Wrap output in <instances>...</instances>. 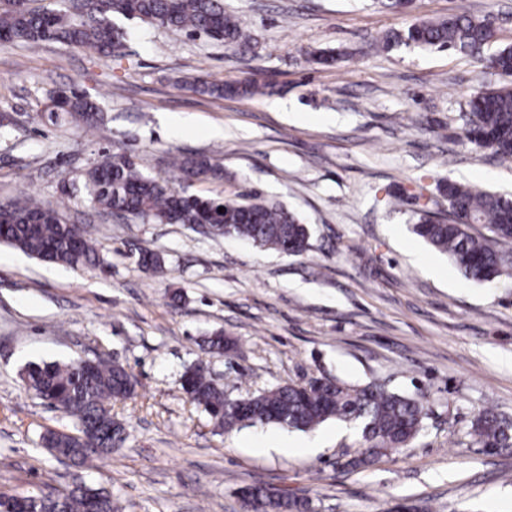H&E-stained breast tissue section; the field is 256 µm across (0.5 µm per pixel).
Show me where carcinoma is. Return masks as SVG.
I'll use <instances>...</instances> for the list:
<instances>
[{"label": "carcinoma", "instance_id": "1", "mask_svg": "<svg viewBox=\"0 0 512 512\" xmlns=\"http://www.w3.org/2000/svg\"><path fill=\"white\" fill-rule=\"evenodd\" d=\"M30 0H0V41L34 49L44 43L84 48L103 58L123 54L126 33L114 18L138 19L172 31L204 33L242 48L251 38L241 21L224 11L223 0H58L42 9ZM412 42L452 51L474 59L483 72L506 82L474 89L462 113L463 137L477 151H488L503 162L512 161V71L500 67L512 58V45L486 56L485 47L496 42V27L489 15L466 10L439 20L417 19L402 32L385 34L383 43ZM196 92L213 97H251L267 93L269 84L254 81L224 83L198 76L190 82ZM42 116L63 127L74 124L88 132L101 121L98 104L77 90L51 95ZM182 180L192 182L210 174L221 176L206 158L177 162ZM85 201L100 212L132 217L143 224H199L214 226V234L233 237L288 256L309 250L307 225L283 204L252 196L244 203L203 197L178 189L151 176L126 153H114L89 168L82 179ZM451 220H438L428 204L415 198L414 232L439 252L448 255L467 281L487 282L512 276V249L499 247L512 241V199L479 187L450 182L444 188ZM223 207L225 211L218 212ZM473 224H485L492 236L470 233ZM0 242L48 263L73 269L103 263L96 240L81 224L65 222L59 211L32 198L0 204ZM234 339L217 331L203 340L207 355L228 357ZM28 390L40 400L76 421V433L49 431L43 444L52 453L83 465L119 448L128 438L126 427L112 418L108 404L133 397L134 377L120 364L105 359L86 370L77 363L45 364L27 369ZM188 398L203 408L215 428L229 431L243 423L276 424L312 431L328 420L355 422L370 457L399 452L420 434L430 408L421 396L389 390L380 383L349 385L332 377L313 378L304 384L279 385L243 399L231 398L201 363L187 367L181 379ZM471 435L482 448L512 447V426L485 406L471 424ZM252 512H311L309 500L268 494L254 485L242 491ZM117 512L112 494L76 485L53 494L12 495L0 500V512Z\"/></svg>", "mask_w": 512, "mask_h": 512}]
</instances>
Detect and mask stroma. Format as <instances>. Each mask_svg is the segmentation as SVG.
Here are the masks:
<instances>
[{"mask_svg": "<svg viewBox=\"0 0 512 512\" xmlns=\"http://www.w3.org/2000/svg\"><path fill=\"white\" fill-rule=\"evenodd\" d=\"M461 5L493 12L499 43H512V0H413L406 13L375 0H224L252 38L248 52L122 17L126 49L112 59L0 42V202L28 193L51 203L97 231L105 264L76 271L0 245V492L83 484L111 492L120 512H241L240 489L261 484L309 499L311 512H387L398 501L512 512V448L487 452L470 434L485 405L512 419V280H464L413 233L410 204L391 202L416 195L447 217L438 187L449 181L512 197V163L460 139L473 60L381 44L414 17ZM319 51L339 63H309ZM198 74L273 91L200 95L183 85ZM71 86L104 111L91 133L39 116L52 91ZM112 152L173 183L172 157L205 156L223 174L192 192L277 200L309 225L310 248L286 256L187 224L110 217L61 194ZM145 251L162 256V271L140 265ZM219 330L238 344L231 358L199 347ZM97 357L138 381L132 399L112 405L129 438L93 465L64 463L42 437L75 422L28 391L24 372ZM201 360L233 398L325 375L423 395L431 414L400 454L355 468L361 430L340 421L216 430L180 384ZM281 437L299 453H274Z\"/></svg>", "mask_w": 512, "mask_h": 512, "instance_id": "1", "label": "stroma"}]
</instances>
